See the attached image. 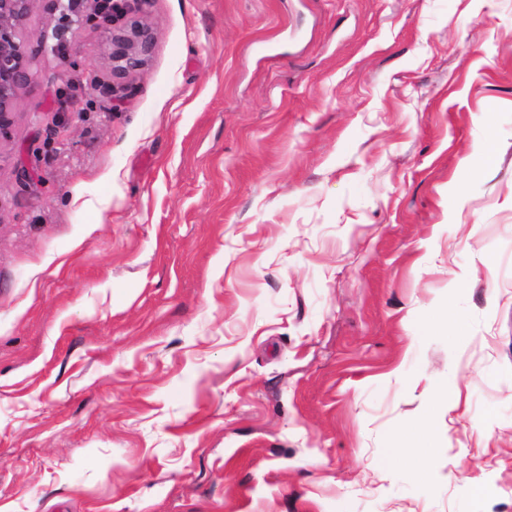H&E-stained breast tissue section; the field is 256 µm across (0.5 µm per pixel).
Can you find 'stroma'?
<instances>
[{
  "instance_id": "35a3bbf8",
  "label": "stroma",
  "mask_w": 512,
  "mask_h": 512,
  "mask_svg": "<svg viewBox=\"0 0 512 512\" xmlns=\"http://www.w3.org/2000/svg\"><path fill=\"white\" fill-rule=\"evenodd\" d=\"M136 7L77 112L105 31L27 20L0 512H512V0ZM48 3V9L52 13L61 12L63 16L74 24H104L112 30L111 49L109 59L112 71V92L114 81L126 79L132 73L143 69L146 65L153 45L156 40V31L154 27L137 16V10L132 7H121L120 15L113 13L117 5L112 0H95L102 1L98 3L96 8L104 11L111 19H102L95 14L94 9L88 15L73 20L67 13L71 9L72 1L65 0H44Z\"/></svg>"
}]
</instances>
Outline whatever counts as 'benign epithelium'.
<instances>
[{"instance_id":"1","label":"benign epithelium","mask_w":512,"mask_h":512,"mask_svg":"<svg viewBox=\"0 0 512 512\" xmlns=\"http://www.w3.org/2000/svg\"><path fill=\"white\" fill-rule=\"evenodd\" d=\"M35 0H0V140L8 136L13 124L15 105L20 93L34 84L30 37L23 29ZM82 25L104 24L112 28V80L121 81L146 65L156 40L154 27L137 16L136 9L126 7L112 19L91 12L74 20ZM64 71L87 80L91 88L98 77L88 71L86 63L75 58L62 60Z\"/></svg>"}]
</instances>
